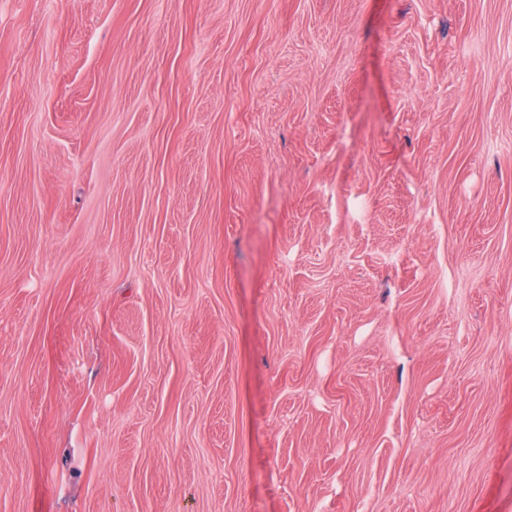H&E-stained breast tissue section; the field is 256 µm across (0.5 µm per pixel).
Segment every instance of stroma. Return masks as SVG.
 Masks as SVG:
<instances>
[{
	"instance_id": "obj_1",
	"label": "stroma",
	"mask_w": 512,
	"mask_h": 512,
	"mask_svg": "<svg viewBox=\"0 0 512 512\" xmlns=\"http://www.w3.org/2000/svg\"><path fill=\"white\" fill-rule=\"evenodd\" d=\"M0 512H512V0H0Z\"/></svg>"
}]
</instances>
